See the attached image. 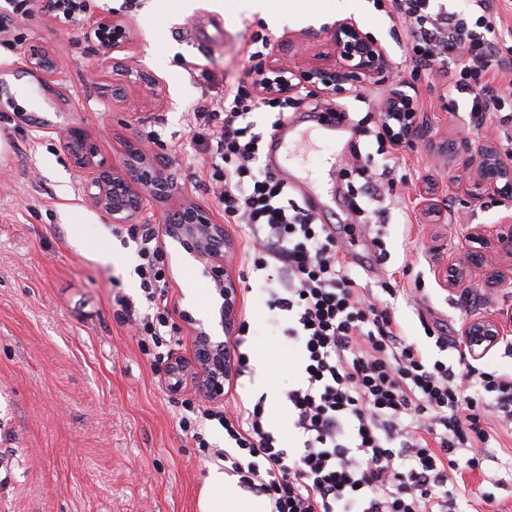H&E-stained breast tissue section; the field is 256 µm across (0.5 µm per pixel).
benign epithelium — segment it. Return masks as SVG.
Instances as JSON below:
<instances>
[{
  "instance_id": "obj_1",
  "label": "benign epithelium",
  "mask_w": 512,
  "mask_h": 512,
  "mask_svg": "<svg viewBox=\"0 0 512 512\" xmlns=\"http://www.w3.org/2000/svg\"><path fill=\"white\" fill-rule=\"evenodd\" d=\"M102 47L111 53L122 52L128 43L123 21L108 15L96 17L90 26ZM328 38L336 52L343 58L344 66L327 72L317 66L295 70L288 65L287 49L277 45L262 71L267 79L257 87L258 95L292 98L305 89L312 94L346 91L364 77L379 78L391 84L386 102L387 112H416L413 96L401 91L405 83L393 78L385 47L369 33L363 31L352 18L336 21L329 29ZM121 66L127 84L144 86L152 92L165 90L156 75L133 65L129 57ZM22 68L36 78L46 91L64 97L58 76L48 62L45 52L29 47L21 57ZM63 147L72 157L81 177L83 192L95 206L114 224H127L142 211L148 198L158 202L168 201L179 195V201L161 211L157 224L168 225V231L180 238L186 249L210 270H217L231 254V244L222 225L215 222L213 213L179 192L170 174L161 168L156 157L145 150L129 153L123 166H117L103 155L100 145L89 139L82 129L70 126L63 137ZM442 155L456 163L472 183L475 190L467 192L477 203L495 198L506 206V211L487 230L483 224L466 225V237L479 247L467 248L459 264H451L455 276L448 279L454 288L472 273L481 271L491 288H512V164L503 160L497 143L491 138L462 135L442 146ZM224 299L222 317L228 326L236 317L238 293L234 283L224 279L219 289ZM512 334V312L500 317L470 319L463 328V347L472 357H479L490 350L504 336ZM195 375L207 393L215 399L224 396V350L203 329L195 330V351L189 361L176 359L167 366V374Z\"/></svg>"
}]
</instances>
